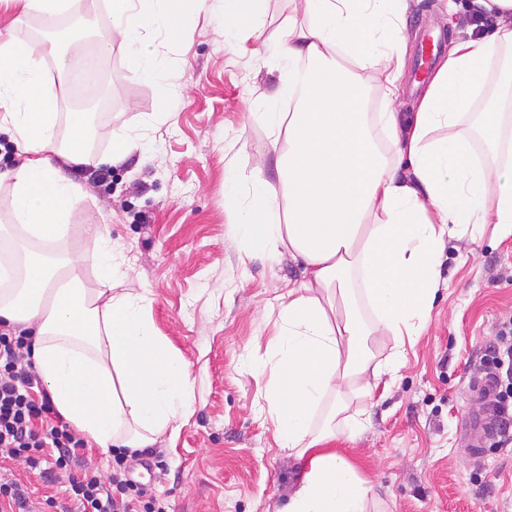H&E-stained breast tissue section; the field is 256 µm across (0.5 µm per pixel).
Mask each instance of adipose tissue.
I'll use <instances>...</instances> for the list:
<instances>
[{"instance_id":"adipose-tissue-1","label":"adipose tissue","mask_w":512,"mask_h":512,"mask_svg":"<svg viewBox=\"0 0 512 512\" xmlns=\"http://www.w3.org/2000/svg\"><path fill=\"white\" fill-rule=\"evenodd\" d=\"M263 0H224L233 24L224 41L247 52L259 37ZM304 23L279 36L288 68L284 95L291 111L269 104L258 118L279 150L280 186L265 180V157L250 184L235 172L224 180L228 224L242 256L289 255L304 280L278 296L277 350L251 363L269 374L265 401L276 441L300 458L320 437L355 432L347 393L371 394L396 373L428 326L439 289L438 266L451 238L476 240L512 229V126L498 104L465 124L475 92L512 46V0H476L494 13L492 34L455 42L424 88L415 112L399 110L407 36L398 23L404 0H294ZM199 0H109V33L120 35L140 76L161 79L163 67L140 47L142 31L168 25ZM57 43L0 42V126L23 147L5 206L12 223L55 244L83 201L79 185L53 155L95 164L83 147L86 127L74 117L67 150L58 147L57 98L46 87L44 56ZM383 58L384 68L373 69ZM369 79H362V71ZM383 91L386 111L365 110L369 84ZM480 138L492 152L479 159ZM97 287L75 269L47 267L39 255L22 283L0 298V319L33 331V361L59 413L89 443L109 450L151 447L192 406L189 371L146 316L145 292L119 274L126 256L105 225L87 224ZM391 340L383 359L369 339ZM336 407L321 431L313 420L327 398ZM371 488L342 456H314L280 512H367Z\"/></svg>"}]
</instances>
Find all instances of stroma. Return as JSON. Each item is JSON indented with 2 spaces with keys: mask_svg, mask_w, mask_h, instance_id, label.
<instances>
[{
  "mask_svg": "<svg viewBox=\"0 0 512 512\" xmlns=\"http://www.w3.org/2000/svg\"><path fill=\"white\" fill-rule=\"evenodd\" d=\"M473 0H408L406 70L419 60L425 33L443 42L464 39ZM88 15L106 35V0H70L61 14L26 16L0 10V42L37 40ZM292 0H265L254 50L234 55L224 44V4L176 14L167 29L147 34L161 60L160 81L144 80L126 45L112 48L65 39L51 58L64 77L101 55L112 82V106L101 114L95 156L112 152L114 137L130 150L117 162L67 175L86 195L74 210L69 237L52 256L77 268L94 287V258L81 225H106L131 259L129 287L146 288L155 329L191 371L193 411L154 454L131 452L143 464L136 483L167 512H277L300 482L308 459L284 456L268 414L267 376L245 372L271 356L278 333L276 295L302 281L298 262L283 255L241 261L226 223L224 178L253 177L259 154L272 146L256 119L278 97L282 82L273 55L280 29L294 17ZM431 321L388 386L350 397L363 427L317 446L346 458L372 487L369 512H512V442L469 451L468 414L480 399L473 381L500 329L512 323V234L451 239L439 266Z\"/></svg>",
  "mask_w": 512,
  "mask_h": 512,
  "instance_id": "stroma-1",
  "label": "stroma"
}]
</instances>
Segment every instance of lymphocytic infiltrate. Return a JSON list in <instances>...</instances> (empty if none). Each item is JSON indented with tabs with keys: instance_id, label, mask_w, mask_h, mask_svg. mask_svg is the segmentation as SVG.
Masks as SVG:
<instances>
[{
	"instance_id": "f902f5d3",
	"label": "lymphocytic infiltrate",
	"mask_w": 512,
	"mask_h": 512,
	"mask_svg": "<svg viewBox=\"0 0 512 512\" xmlns=\"http://www.w3.org/2000/svg\"><path fill=\"white\" fill-rule=\"evenodd\" d=\"M32 344L28 332L0 323V460L23 461L45 479L67 473L73 512H135L131 502L112 495L132 479L114 474L105 483L79 472L85 443L55 411L34 371Z\"/></svg>"
}]
</instances>
